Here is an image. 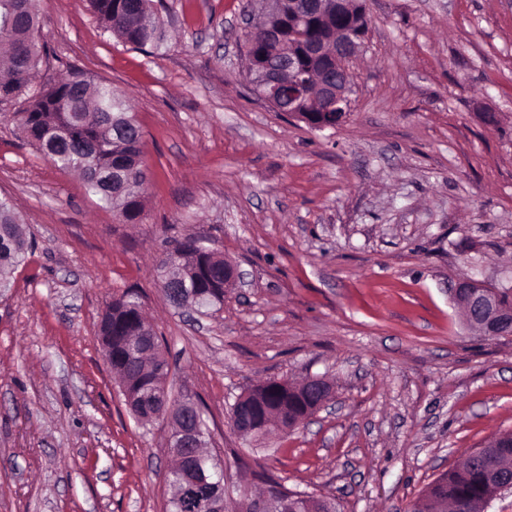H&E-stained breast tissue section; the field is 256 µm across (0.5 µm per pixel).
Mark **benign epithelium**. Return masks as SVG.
<instances>
[{
  "label": "benign epithelium",
  "instance_id": "7a95c632",
  "mask_svg": "<svg viewBox=\"0 0 512 512\" xmlns=\"http://www.w3.org/2000/svg\"><path fill=\"white\" fill-rule=\"evenodd\" d=\"M325 12L349 17V22L336 30V37L318 44L307 40L301 27L288 29V80L282 81L272 68L262 73L261 97L275 109L282 98H288V114L315 129H335L347 122L350 115L349 93L351 73L349 63L357 56L368 26L367 15L357 0H288V15L303 22L319 20ZM161 287L165 295L178 306L194 305L197 288L192 285L183 265L175 262L165 268ZM464 296V318L482 336L496 337L512 333V309L502 306L492 287L471 276L459 279L453 288V301ZM170 367L164 368L159 398L148 415L150 420L171 418L175 427L168 440L169 453L187 470V484L182 492L190 496L197 512H224V484L212 487L210 474L195 465L193 449L205 447L206 431L198 404L189 396H172L167 387ZM299 387L318 396V401L291 423L277 421L276 428L286 432L301 421L324 409L333 398V388L321 377H308ZM252 390L239 395L232 406L237 411L231 420L235 434L247 442L264 438L270 424L257 426V419L247 412L252 406ZM506 492L512 493V476L489 469L483 474V503L489 506ZM297 496L280 483L276 489L250 503L248 512H294Z\"/></svg>",
  "mask_w": 512,
  "mask_h": 512
}]
</instances>
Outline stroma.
<instances>
[{"instance_id": "1", "label": "stroma", "mask_w": 512, "mask_h": 512, "mask_svg": "<svg viewBox=\"0 0 512 512\" xmlns=\"http://www.w3.org/2000/svg\"><path fill=\"white\" fill-rule=\"evenodd\" d=\"M243 0H154L146 54L89 0H36L48 55L127 92L148 187L120 222L25 142L0 104V198L32 246L0 290V512H166L169 423H138L101 319L138 293L224 464V508L260 473L335 502L404 512L465 453L512 432V335L469 331L463 275L512 290V0H366L351 112L315 130L245 78ZM244 275L197 313L157 262L187 235ZM323 376L336 400L246 444L228 411L269 379Z\"/></svg>"}]
</instances>
